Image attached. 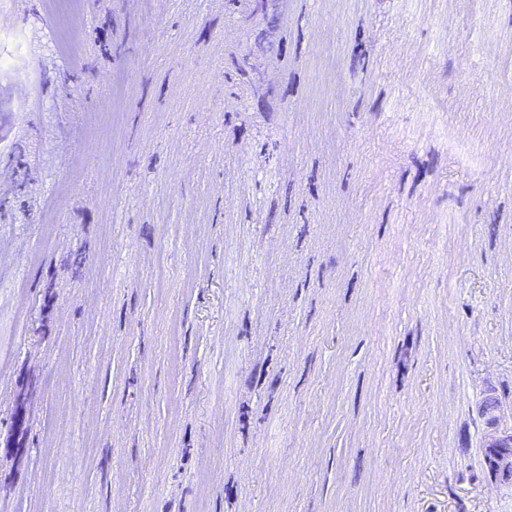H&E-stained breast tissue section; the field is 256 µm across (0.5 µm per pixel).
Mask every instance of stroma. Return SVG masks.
<instances>
[{"label": "stroma", "instance_id": "obj_1", "mask_svg": "<svg viewBox=\"0 0 512 512\" xmlns=\"http://www.w3.org/2000/svg\"><path fill=\"white\" fill-rule=\"evenodd\" d=\"M74 2L0 0V512H512V0ZM488 453V454H487ZM486 463L495 473L512 476V429L500 433L488 446Z\"/></svg>", "mask_w": 512, "mask_h": 512}]
</instances>
